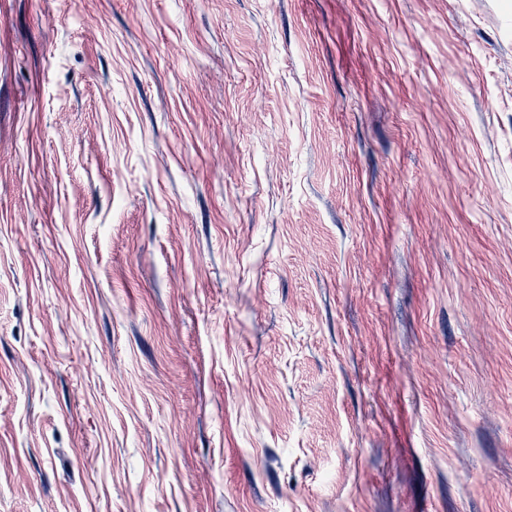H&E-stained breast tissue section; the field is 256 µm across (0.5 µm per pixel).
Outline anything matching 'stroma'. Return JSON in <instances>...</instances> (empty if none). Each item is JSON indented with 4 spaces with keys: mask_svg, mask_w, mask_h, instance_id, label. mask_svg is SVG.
<instances>
[{
    "mask_svg": "<svg viewBox=\"0 0 512 512\" xmlns=\"http://www.w3.org/2000/svg\"><path fill=\"white\" fill-rule=\"evenodd\" d=\"M0 512H512V0H0Z\"/></svg>",
    "mask_w": 512,
    "mask_h": 512,
    "instance_id": "stroma-1",
    "label": "stroma"
}]
</instances>
